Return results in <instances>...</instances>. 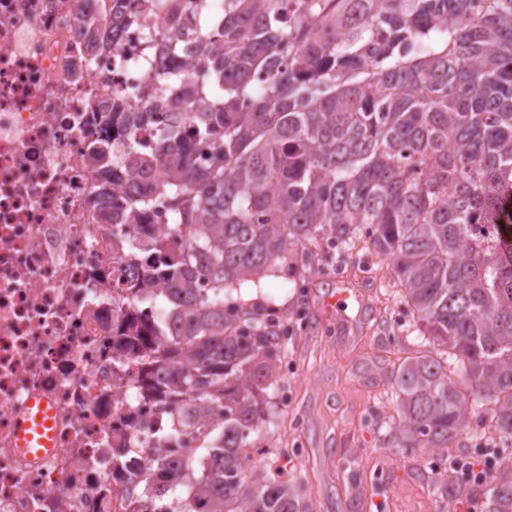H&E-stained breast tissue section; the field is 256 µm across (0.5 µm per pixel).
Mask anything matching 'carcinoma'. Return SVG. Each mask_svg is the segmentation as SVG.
I'll list each match as a JSON object with an SVG mask.
<instances>
[{
	"instance_id": "obj_1",
	"label": "carcinoma",
	"mask_w": 512,
	"mask_h": 512,
	"mask_svg": "<svg viewBox=\"0 0 512 512\" xmlns=\"http://www.w3.org/2000/svg\"><path fill=\"white\" fill-rule=\"evenodd\" d=\"M166 2L164 33L207 67L204 82L170 78L192 111L150 83L155 107L108 106L89 152L100 198L120 167L165 168L155 190L179 220L134 246L131 303L159 299L165 315L127 313L115 337L168 417L152 448L112 449L127 472L152 457L131 482L143 512H309L294 481L247 475L287 332L232 292L298 270L323 241L391 260L412 310L420 350L392 373L394 447L445 454L484 406L512 441V0H225L196 30L187 0ZM141 123L151 139L120 142ZM146 205L113 217L136 225ZM485 512H512V476Z\"/></svg>"
}]
</instances>
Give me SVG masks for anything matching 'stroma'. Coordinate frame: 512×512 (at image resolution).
Returning <instances> with one entry per match:
<instances>
[{
	"label": "stroma",
	"instance_id": "stroma-1",
	"mask_svg": "<svg viewBox=\"0 0 512 512\" xmlns=\"http://www.w3.org/2000/svg\"><path fill=\"white\" fill-rule=\"evenodd\" d=\"M304 272L306 294L294 279H269L249 297L269 299L276 317L302 313L305 325L289 328L291 371L274 396L277 412L253 476L295 480L310 512H481L482 486L458 483L457 472L432 469L425 450L391 447L383 436L397 419L390 376L412 347L406 335L413 320L397 289L383 287L386 263L367 267L357 255L339 256L328 246L311 249ZM345 281L365 293L347 320H319L318 295ZM456 480L448 498L434 483Z\"/></svg>",
	"mask_w": 512,
	"mask_h": 512
}]
</instances>
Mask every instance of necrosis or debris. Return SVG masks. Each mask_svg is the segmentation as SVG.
<instances>
[{"label": "necrosis or debris", "instance_id": "necrosis-or-debris-1", "mask_svg": "<svg viewBox=\"0 0 512 512\" xmlns=\"http://www.w3.org/2000/svg\"><path fill=\"white\" fill-rule=\"evenodd\" d=\"M100 11L101 0H0V512H142L112 447H149L165 421L132 389L134 366L112 361V302L137 232L175 218L156 196L141 228L103 220L87 149L109 97L138 111L148 80L204 71L159 36L165 0H113L100 32L112 55L89 39ZM40 400L53 449L31 458L15 435Z\"/></svg>", "mask_w": 512, "mask_h": 512}]
</instances>
